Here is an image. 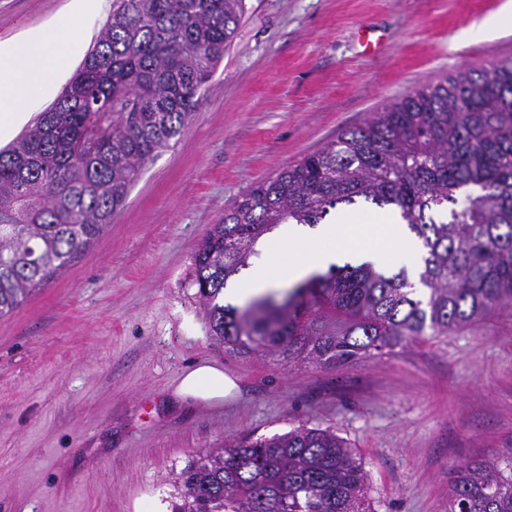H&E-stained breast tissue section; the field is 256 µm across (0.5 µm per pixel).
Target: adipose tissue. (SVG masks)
<instances>
[{
  "instance_id": "1",
  "label": "adipose tissue",
  "mask_w": 512,
  "mask_h": 512,
  "mask_svg": "<svg viewBox=\"0 0 512 512\" xmlns=\"http://www.w3.org/2000/svg\"><path fill=\"white\" fill-rule=\"evenodd\" d=\"M90 7V0H69L66 18L0 42V139L26 121L32 103L52 92L57 76L79 54L81 41L71 22L87 20ZM256 250L248 275L225 289L226 301L243 306L346 262L402 267L413 276L423 254L420 240L392 210L372 214L365 224L354 223L347 211L338 213L332 224H283L261 238ZM236 388L223 370L200 365L184 373L176 392L210 403L222 401Z\"/></svg>"
}]
</instances>
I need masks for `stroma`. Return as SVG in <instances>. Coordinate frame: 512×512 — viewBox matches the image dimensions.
<instances>
[{
  "mask_svg": "<svg viewBox=\"0 0 512 512\" xmlns=\"http://www.w3.org/2000/svg\"><path fill=\"white\" fill-rule=\"evenodd\" d=\"M67 0H0V41ZM502 0H245L181 137L141 170L104 234L0 318V512H154L196 451L299 424L345 438L372 512H448L455 467L512 451V309L344 367L225 353L190 288L194 255L241 195L468 68L512 33L462 42ZM238 385L181 399L189 368Z\"/></svg>",
  "mask_w": 512,
  "mask_h": 512,
  "instance_id": "stroma-1",
  "label": "stroma"
}]
</instances>
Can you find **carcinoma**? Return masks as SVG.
Wrapping results in <instances>:
<instances>
[{
    "instance_id": "cac0c4a2",
    "label": "carcinoma",
    "mask_w": 512,
    "mask_h": 512,
    "mask_svg": "<svg viewBox=\"0 0 512 512\" xmlns=\"http://www.w3.org/2000/svg\"><path fill=\"white\" fill-rule=\"evenodd\" d=\"M244 0H112L59 96L0 150V316L112 224L142 167L187 126ZM363 200L422 241L408 274L332 266L242 308L220 303L257 239ZM191 287L211 339L242 358L339 367L512 308V60L463 69L372 114L255 186L211 226ZM171 512H370L366 472L330 428L242 434L195 455ZM448 512H512V455L455 468Z\"/></svg>"
}]
</instances>
